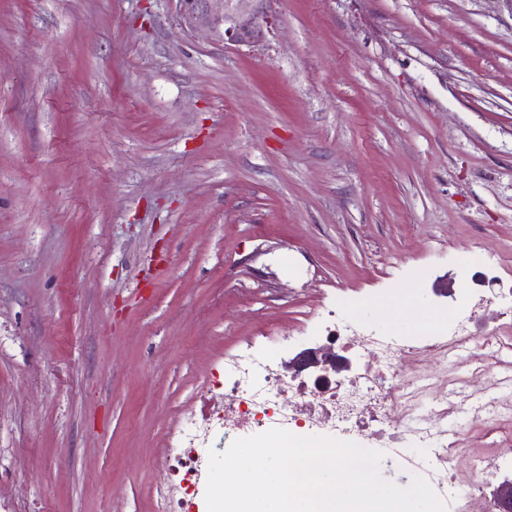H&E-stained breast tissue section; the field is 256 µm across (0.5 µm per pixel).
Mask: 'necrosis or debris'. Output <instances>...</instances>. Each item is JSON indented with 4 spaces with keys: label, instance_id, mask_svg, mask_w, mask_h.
I'll return each mask as SVG.
<instances>
[{
    "label": "necrosis or debris",
    "instance_id": "obj_1",
    "mask_svg": "<svg viewBox=\"0 0 512 512\" xmlns=\"http://www.w3.org/2000/svg\"><path fill=\"white\" fill-rule=\"evenodd\" d=\"M472 339L468 325L454 314L431 330L419 328L409 336L371 333L362 343L348 331L331 328L322 341L350 366L324 379L280 372L272 359L279 350L275 344L267 359L251 352L225 359L224 374L208 384L200 413L186 417L158 459L171 481L156 492V512H197L199 467L209 450H223L226 437L292 425L331 434L370 431L387 438L402 459H432L433 468L425 478L432 489L443 491L448 466L462 444V431H449L442 416L423 419L413 414L400 426L391 414L419 383L404 369L403 358L439 354L447 346H463ZM510 466L512 459L501 455L476 462L474 478L451 501L452 512H498L485 489Z\"/></svg>",
    "mask_w": 512,
    "mask_h": 512
}]
</instances>
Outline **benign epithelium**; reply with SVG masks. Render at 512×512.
Listing matches in <instances>:
<instances>
[{"mask_svg":"<svg viewBox=\"0 0 512 512\" xmlns=\"http://www.w3.org/2000/svg\"><path fill=\"white\" fill-rule=\"evenodd\" d=\"M181 15L190 27L202 25L209 28L225 44L250 46L264 35L266 17L248 9L253 0H179ZM349 362L327 347L305 348L284 363L285 370L301 375L309 373L322 376L330 369L340 371Z\"/></svg>","mask_w":512,"mask_h":512,"instance_id":"7a95c632","label":"benign epithelium"}]
</instances>
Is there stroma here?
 Returning <instances> with one entry per match:
<instances>
[{"instance_id":"1","label":"stroma","mask_w":512,"mask_h":512,"mask_svg":"<svg viewBox=\"0 0 512 512\" xmlns=\"http://www.w3.org/2000/svg\"><path fill=\"white\" fill-rule=\"evenodd\" d=\"M255 8L238 48L178 0H0V512H155L225 358L512 289V8ZM404 366L468 429L455 481L512 448V351Z\"/></svg>"}]
</instances>
